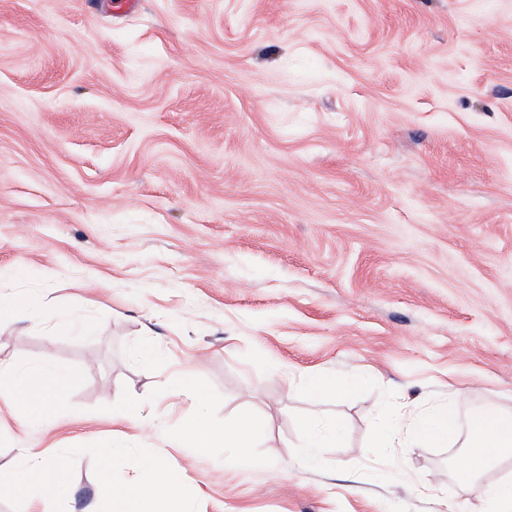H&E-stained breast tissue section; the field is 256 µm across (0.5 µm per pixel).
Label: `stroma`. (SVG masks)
<instances>
[{
	"instance_id": "35a3bbf8",
	"label": "stroma",
	"mask_w": 512,
	"mask_h": 512,
	"mask_svg": "<svg viewBox=\"0 0 512 512\" xmlns=\"http://www.w3.org/2000/svg\"><path fill=\"white\" fill-rule=\"evenodd\" d=\"M28 290L94 324L0 334L79 376L49 419L0 407V480L65 462L46 512H108L115 443L113 481L162 454L187 512H482L456 464L512 416V0H0V294ZM186 373L263 428L250 459L179 442ZM316 415L343 443L308 462ZM456 431L453 414L447 407H438L427 418L421 434L424 438L436 442L448 441Z\"/></svg>"
}]
</instances>
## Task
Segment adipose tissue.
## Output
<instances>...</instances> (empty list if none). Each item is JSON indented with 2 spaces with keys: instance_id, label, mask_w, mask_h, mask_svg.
I'll return each instance as SVG.
<instances>
[{
  "instance_id": "1",
  "label": "adipose tissue",
  "mask_w": 512,
  "mask_h": 512,
  "mask_svg": "<svg viewBox=\"0 0 512 512\" xmlns=\"http://www.w3.org/2000/svg\"><path fill=\"white\" fill-rule=\"evenodd\" d=\"M78 381L75 372L45 362L30 368L0 365V401L9 406L29 407L32 418L50 417L56 402L64 399ZM263 429L251 421L236 427L219 429L197 419L184 430L185 440L216 442L247 452ZM471 441L464 453L461 492L473 495L484 504L485 512H512V482H481V475L512 450V418L499 413H481L470 421ZM148 466L152 481L147 485L115 486L104 481L101 495L106 496L112 512H182L178 494L167 477L160 457H152ZM63 462L60 458L23 452L14 465L12 488L29 502V512H41L43 503L57 496Z\"/></svg>"
}]
</instances>
